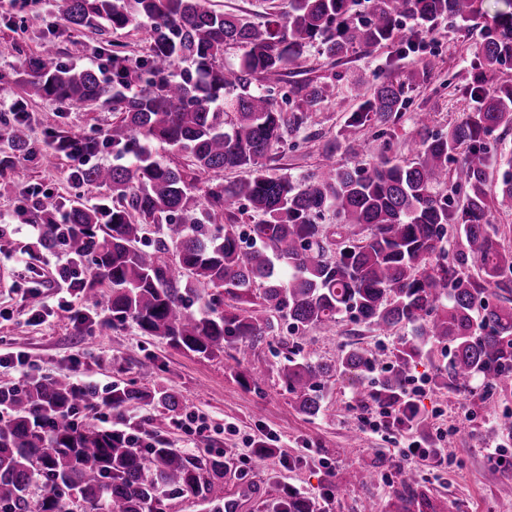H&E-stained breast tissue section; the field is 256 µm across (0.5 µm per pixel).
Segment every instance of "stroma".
Returning <instances> with one entry per match:
<instances>
[{
	"instance_id": "obj_1",
	"label": "stroma",
	"mask_w": 512,
	"mask_h": 512,
	"mask_svg": "<svg viewBox=\"0 0 512 512\" xmlns=\"http://www.w3.org/2000/svg\"><path fill=\"white\" fill-rule=\"evenodd\" d=\"M48 10V0H0V72L21 69L39 55L45 35L41 18ZM147 39L143 30L66 31L58 39V59L88 64L105 40L123 45L126 55L136 57L145 52ZM478 40V31L448 19L416 53L384 48L332 60L310 50L305 76L320 80L326 93L310 112L306 127L269 153L266 164L271 173L299 178L324 163L328 146L346 128L349 112L368 95L367 88L352 87L360 76L404 83L409 104L392 135L376 138L363 132L361 154L355 158L340 154L337 162L367 167L383 155L412 159L415 113L429 114L432 129L444 132L474 109L469 87L512 85V62L491 73L480 66ZM27 115L32 136L40 143L52 128L96 135L112 121L108 112L38 98L29 102ZM5 157L19 178L0 187V225L11 227L0 238V386L18 385L31 376L67 374L102 392L123 382L174 392L180 399L179 411L151 403L126 415V426L149 431L171 448L224 452L227 488L256 490L242 512H269L285 487L320 504L323 512H386L400 488L398 449L409 440L436 443L442 433L453 437L445 447L447 463L423 458L413 464L422 500L443 507L444 512H512V471L495 466L487 453L503 443L498 422L512 412V386L482 384L469 393L428 388L421 414L411 427L367 435L363 429L377 406L353 403L351 382L339 374L328 382L319 416L307 417L297 410L277 374L284 341L295 340L302 356L330 363L340 358L346 345L365 348L376 359L375 372L363 379L372 390L378 370L393 361L398 336H382L347 319L332 328H311L295 336L282 333L249 351L243 367L259 376V384L254 385L235 376L230 358L186 354L165 339L143 335L132 322L113 323L106 307L107 288H99L94 296L70 288L58 275L60 266L70 262L68 253L59 247L44 249L32 227L11 221L27 190L74 198L77 190L68 179L72 160L51 151L27 157L14 153L2 139L0 159ZM64 303L94 310L95 324L87 329L59 319L57 311ZM187 414L197 418L199 429L180 427ZM262 440L269 452L255 449V442ZM506 446L512 451V442ZM365 467L375 473L368 485L356 478ZM421 502L413 505L412 512H427Z\"/></svg>"
}]
</instances>
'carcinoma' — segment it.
<instances>
[{
	"label": "carcinoma",
	"mask_w": 512,
	"mask_h": 512,
	"mask_svg": "<svg viewBox=\"0 0 512 512\" xmlns=\"http://www.w3.org/2000/svg\"><path fill=\"white\" fill-rule=\"evenodd\" d=\"M264 28L225 14L211 0H52L48 37L35 65L0 82L23 97L6 131L11 148L31 145L23 113L38 97L113 114L98 136L52 132L59 152L95 154L112 149V164L82 165L75 186L106 193L87 203H63L30 193L12 213L17 224L42 225V246L62 247L72 265V287L97 293L107 286L108 310L145 335L165 339L185 353L219 358L228 349L252 348L281 333L280 318L297 333L331 327L344 316L392 334L412 336L395 348L393 365L375 391L355 399L418 409L403 399L406 381L433 348L450 343L444 366L430 382L471 391L478 381L512 375V251L502 249L487 222L495 202L512 203V172L498 189L488 185L485 137L512 126V88L467 89L477 111L446 133L431 130L428 116L414 119L416 155L398 164L382 158L367 169L324 164L294 179L271 174L264 160L285 137L305 127L307 113L324 97L316 81H289L304 68L309 49L329 58L350 52L401 47L415 51L439 21L473 29L483 0H267ZM481 25L478 54L490 72L512 62V0ZM413 19L420 30L403 32ZM74 31L148 32L146 52L130 58L108 43L97 50L102 65L69 66L56 58L58 22ZM241 50L224 64V49ZM284 83L282 95L263 86ZM375 80L371 95L350 113L346 127L390 134L405 109L404 84ZM165 144L185 158L172 167L152 152ZM455 163L448 176V163ZM216 170H244L234 183L209 182L197 199L191 189ZM453 185H448V181ZM462 197L456 207L449 194ZM326 211L336 228L315 222ZM249 215L250 223L238 222ZM158 237L144 244L148 228ZM465 252L455 263L440 254L448 228ZM480 275L464 269L467 259ZM498 303H483L486 293ZM59 317L93 323L89 310L70 306ZM343 372L358 379L373 369L363 349L346 348ZM336 366L296 357L279 376L300 412L316 417ZM155 402L168 411L177 396L114 383L107 392L70 375L32 377L0 387V512H169L170 501L224 500L226 463L219 454H187L146 433L136 443L121 425L82 423L75 413L102 405L119 416ZM419 475L403 472L394 512H409ZM272 512H312L285 489Z\"/></svg>",
	"instance_id": "carcinoma-1"
}]
</instances>
